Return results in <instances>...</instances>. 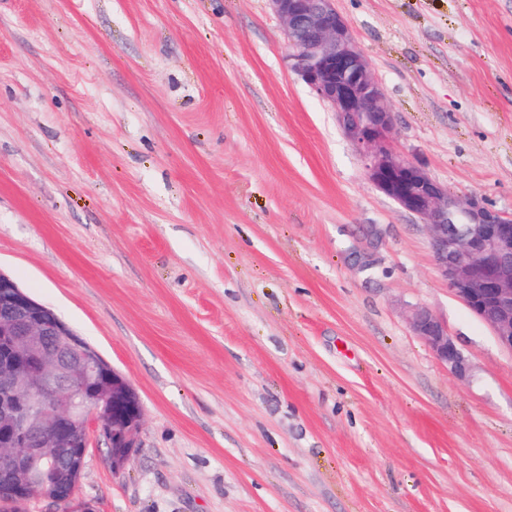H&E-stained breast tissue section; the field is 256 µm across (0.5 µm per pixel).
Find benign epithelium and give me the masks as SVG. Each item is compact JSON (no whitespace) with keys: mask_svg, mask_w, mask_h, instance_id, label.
Returning a JSON list of instances; mask_svg holds the SVG:
<instances>
[{"mask_svg":"<svg viewBox=\"0 0 512 512\" xmlns=\"http://www.w3.org/2000/svg\"><path fill=\"white\" fill-rule=\"evenodd\" d=\"M268 2L284 24L291 69L336 112L364 159L368 180L423 221L454 295L512 351V213L456 196L393 151V113L336 0ZM406 320L455 376H469L468 360L432 311L410 306ZM0 368L17 377L16 386L0 392V409L8 416L0 426V447L20 449L5 459L6 467L39 480L45 442H61L80 429L82 462L92 430L112 448L114 470L140 448L138 392L51 307L1 271Z\"/></svg>","mask_w":512,"mask_h":512,"instance_id":"7a95c632","label":"benign epithelium"}]
</instances>
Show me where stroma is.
<instances>
[{"mask_svg":"<svg viewBox=\"0 0 512 512\" xmlns=\"http://www.w3.org/2000/svg\"><path fill=\"white\" fill-rule=\"evenodd\" d=\"M336 7L393 150L512 212V0ZM0 271L143 403L123 470L91 440L94 512H512V351L289 69L267 0H0ZM406 320L410 330L428 345L455 376L461 379L469 376L471 367L468 360L448 335V328L432 311L423 306H409Z\"/></svg>","mask_w":512,"mask_h":512,"instance_id":"1","label":"stroma"}]
</instances>
